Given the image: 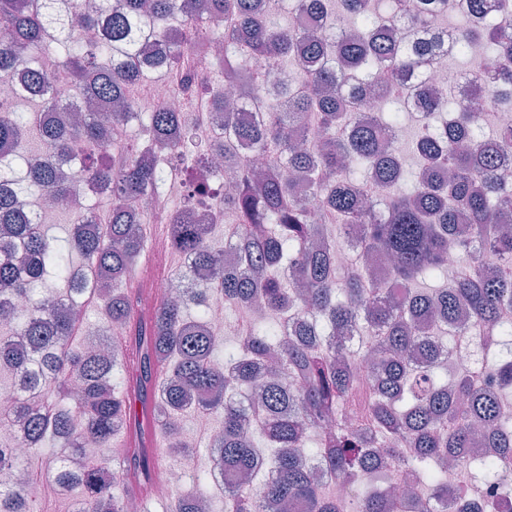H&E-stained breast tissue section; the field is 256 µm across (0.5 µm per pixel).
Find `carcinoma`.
Wrapping results in <instances>:
<instances>
[{
	"label": "carcinoma",
	"instance_id": "carcinoma-1",
	"mask_svg": "<svg viewBox=\"0 0 512 512\" xmlns=\"http://www.w3.org/2000/svg\"><path fill=\"white\" fill-rule=\"evenodd\" d=\"M340 0L352 22L330 20L281 26L258 0H196L198 24L181 36L169 21L179 0H99L87 12L55 0H0V82L21 77L33 113L0 105V145L20 146L29 131L44 149L17 155L13 183L0 188V308L22 299L16 322H0V372L11 375V413L31 453L0 448V469L21 470L31 486L41 474L40 452L57 449L46 471L53 486L80 490L73 512H125L134 484L148 504L163 480L159 456L184 453L178 436L188 410L220 417L210 442L214 465L192 474L190 490L169 512H206L199 489L218 473L224 512H267L277 504L301 512H345L331 481L357 489L378 471L412 472L426 499L391 500L380 489L359 499L357 512H432L448 505L441 464H465V489L484 493V512H512L497 492L501 468L512 463V421L503 416L512 389V232L497 217L512 209V188L500 172L512 153V127L487 130L481 113L449 107L452 99L423 88L421 62L473 60L483 43L498 58L493 80L512 89V27L496 25L488 0H470L465 23L450 28L452 51L432 38L415 41L411 27L426 23L447 0ZM222 35L232 49L224 76L242 103L260 113L249 123L224 111L215 143L236 171L237 189L224 199L235 223L224 240L237 243L239 261L224 265L213 243L214 224L170 217L168 247L191 260L180 278L181 301L158 299L137 311L131 275L145 248L136 202L172 172L149 148L183 150L193 133L181 114L145 115L148 143L123 139L127 85L146 69L177 68L181 53ZM154 40V53L139 45ZM260 56L268 70L246 60ZM52 60L74 95L112 112V139L95 114L69 121L55 94ZM383 93L385 105L368 116L355 109L362 87ZM419 100L417 130L408 146L395 132ZM325 132L301 148L307 130ZM81 144L112 151V163L79 159ZM264 155L257 179L243 145ZM412 156L407 167L406 156ZM80 180L89 192L116 182L112 223L84 224L70 216L61 245L36 223L31 202L44 193L69 198ZM322 221L311 220V199ZM356 236V256L336 266V251ZM469 257L457 278L421 287L442 275L448 254ZM52 279L64 284L46 291ZM72 295L99 299L101 329L123 327L107 355L88 350L73 320L56 312ZM214 295L239 310L233 342L208 324ZM199 309L191 316L189 310ZM472 321L456 327L459 311ZM480 338L471 367H448L437 350ZM117 436L135 440L115 468L93 466L85 445L109 448ZM0 512H42L28 493L0 486Z\"/></svg>",
	"mask_w": 512,
	"mask_h": 512
}]
</instances>
